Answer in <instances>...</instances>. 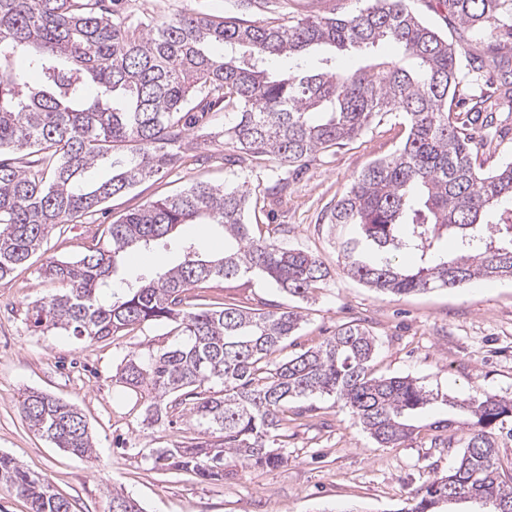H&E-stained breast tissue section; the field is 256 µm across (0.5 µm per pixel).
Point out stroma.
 I'll return each mask as SVG.
<instances>
[{"label": "stroma", "mask_w": 512, "mask_h": 512, "mask_svg": "<svg viewBox=\"0 0 512 512\" xmlns=\"http://www.w3.org/2000/svg\"><path fill=\"white\" fill-rule=\"evenodd\" d=\"M413 12L448 39L461 44L457 98H489L500 131L480 144L485 170L512 161V101L493 96L487 72L472 61L484 57L491 42L452 17L442 0H409ZM238 0H134V11L156 16L193 10L222 15L236 11ZM407 131L400 116L372 124L347 145L312 155L300 168L281 172L274 164L233 153L224 160L210 142L196 141L183 164L112 198L91 223L68 225L52 235L28 268L0 280V453L17 457L31 471L46 475L76 506V512H109L110 488L124 490L144 512H400L411 493L431 476L447 472L459 448L436 445L433 427L446 409L419 419L411 441L379 446L356 424L350 409L332 396L299 403L288 423L287 466L243 471L223 481L203 483L188 474L153 469V449L169 447L194 433L192 420L144 428V404L133 390L115 382L117 367L128 355L168 342L165 329L148 325L102 341L33 330L27 314L34 301L48 297L56 284L39 274L52 259L86 253L104 225L165 198L197 181L221 186L249 182L272 186L288 179L281 199L266 205L261 232L282 244L318 255L329 267L324 288L306 301L287 296L261 278L210 280L198 290L203 302L230 301L272 310L299 307L304 322L284 344L291 355L320 344L342 323L363 320L379 349L373 370L379 376H412L427 390L454 396L496 393L512 397V280L436 288L393 297L360 285L341 269L328 217L351 179L369 162L394 153ZM188 239L199 250L223 249L224 240L209 225L183 226L178 241L144 252L145 267L170 266L179 259L178 242ZM38 389L73 404L85 416L95 455L82 460L29 429L19 397Z\"/></svg>", "instance_id": "obj_1"}]
</instances>
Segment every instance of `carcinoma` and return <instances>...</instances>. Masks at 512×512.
<instances>
[{"instance_id":"cac0c4a2","label":"carcinoma","mask_w":512,"mask_h":512,"mask_svg":"<svg viewBox=\"0 0 512 512\" xmlns=\"http://www.w3.org/2000/svg\"><path fill=\"white\" fill-rule=\"evenodd\" d=\"M119 0H0V280L27 265L51 235L183 159L191 132L211 115H232L214 140L256 160L294 166L311 154L357 138L390 114L408 133L390 156L370 162L330 211L346 274L392 296L457 288L487 278L512 279V162L486 172L476 137L496 128L476 102L456 112L462 48L425 24L407 0H368L342 16L271 21L187 12L132 18ZM448 12L482 31L512 21V0H443ZM350 70L326 66L271 75L266 64L313 47L372 51ZM23 58L40 75L32 84ZM479 68L496 75L495 91L512 99V68L497 43ZM108 176L89 180L95 166ZM248 182H196L110 224L88 252L50 260L44 278L62 292L33 303L41 332L90 340L151 324L170 327L171 342L124 360L120 380L146 393L143 424L188 411L198 435L150 456L153 468L221 481L228 468L275 469L288 461V413L315 394L347 405L382 447L409 438V419L437 398L409 376H374L377 339L360 323L340 325L320 345L287 360L276 352L299 330L294 309L254 310L232 302L205 307L191 287L210 279L258 276L283 293L312 298L328 268L315 255L254 235L250 209L281 193ZM185 224L224 232V255L182 246L179 264L130 274L111 299L103 290L132 248L172 236ZM457 238L460 254L442 253ZM415 255L419 265L402 266ZM442 404L460 412L439 428L462 434L456 466L412 493L406 512H447L465 495L512 512V474L499 442L512 440V398L487 393ZM29 427L70 454L90 459L92 435L77 408L29 391L20 402ZM0 487L27 499L31 512H75L70 499L16 458L0 454ZM117 512H143L123 493Z\"/></svg>"}]
</instances>
